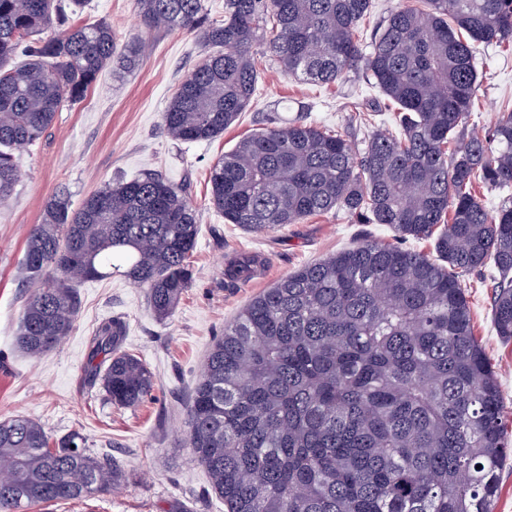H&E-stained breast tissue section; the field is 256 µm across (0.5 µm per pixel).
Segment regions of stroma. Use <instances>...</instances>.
Instances as JSON below:
<instances>
[{"mask_svg":"<svg viewBox=\"0 0 512 512\" xmlns=\"http://www.w3.org/2000/svg\"><path fill=\"white\" fill-rule=\"evenodd\" d=\"M83 17L111 25L117 52L137 38L148 47L135 66L112 64L85 98L66 104L40 140L15 156L20 178L0 204V420L29 417L55 439L79 431L92 454L112 456L125 472L112 491L43 512H224L223 503L207 492L205 467L183 446L191 390L215 336L256 295L304 265L350 247L364 230L383 243H393L394 237L384 226L353 223L341 211L265 233L247 232L225 223L210 205L209 169L269 118L280 123L302 118L344 130L356 147H363L371 128L347 126L344 107L357 103L368 112L382 95L355 73L328 87L283 76L259 43L254 47L259 83L252 106L221 137L174 141L163 129L162 114L204 55L196 35L144 29L136 0H87ZM482 69L485 77L468 119L475 131L512 103V46L486 49ZM149 173L184 186L200 218L191 256L193 282L172 316L157 320L146 288L115 274L78 287L79 309L59 346L40 356L20 350L15 336L28 295L25 243L46 203L63 191L77 206L105 185ZM241 252L263 254L265 263L248 281L228 280L225 259ZM465 284L474 333L499 373L503 412L512 424V342L501 341L492 329L491 288L483 275L471 274ZM111 317L126 322L125 350L141 357L154 375L151 399L135 408L112 405L102 387L83 383L88 347L98 325Z\"/></svg>","mask_w":512,"mask_h":512,"instance_id":"35a3bbf8","label":"stroma"}]
</instances>
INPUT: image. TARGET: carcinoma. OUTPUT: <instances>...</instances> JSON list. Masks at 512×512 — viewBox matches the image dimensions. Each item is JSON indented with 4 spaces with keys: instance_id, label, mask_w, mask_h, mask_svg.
Here are the masks:
<instances>
[{
    "instance_id": "obj_1",
    "label": "carcinoma",
    "mask_w": 512,
    "mask_h": 512,
    "mask_svg": "<svg viewBox=\"0 0 512 512\" xmlns=\"http://www.w3.org/2000/svg\"><path fill=\"white\" fill-rule=\"evenodd\" d=\"M422 2L392 11L365 52L356 33L370 0H224L219 23L203 0H137L147 29L193 32L206 48L162 115L174 140L212 141L253 103L263 37L284 75L333 84L362 70L393 111L395 131L373 132L361 151L301 120L243 138L209 169L225 221L263 233L342 210L433 245L363 239L288 274L224 326L185 437L224 512H494L512 455L463 281L491 272V325L512 341V105L482 135L466 124L482 50L512 42V0ZM84 3L0 0V203L20 177L14 152L112 63L111 26L74 20ZM18 53L27 62L15 67ZM486 191L502 195L497 206ZM199 230L183 189L159 176L109 185L76 210L58 193L27 239L32 291L16 345L32 356L57 347L76 285L114 273L169 318L192 283ZM258 263L240 253L225 275L247 279ZM125 335L120 318L99 325L84 380L132 408L154 381ZM122 477L78 431L52 441L25 416L0 421V512L82 500Z\"/></svg>"
}]
</instances>
